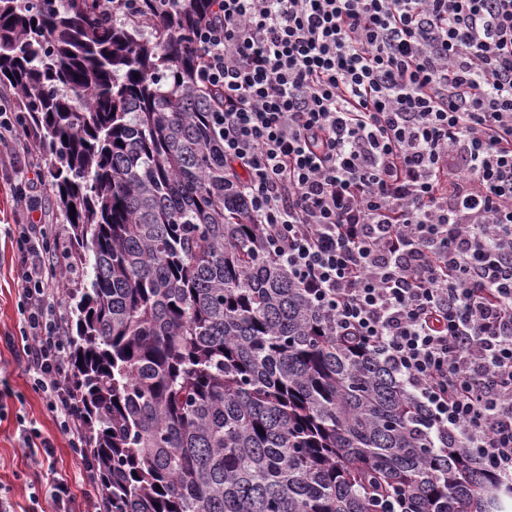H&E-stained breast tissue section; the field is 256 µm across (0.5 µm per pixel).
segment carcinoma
<instances>
[{
	"label": "carcinoma",
	"instance_id": "carcinoma-1",
	"mask_svg": "<svg viewBox=\"0 0 512 512\" xmlns=\"http://www.w3.org/2000/svg\"><path fill=\"white\" fill-rule=\"evenodd\" d=\"M212 2L0 0V86L50 158L63 270L90 268L67 341L107 507L505 512L268 255L198 79Z\"/></svg>",
	"mask_w": 512,
	"mask_h": 512
}]
</instances>
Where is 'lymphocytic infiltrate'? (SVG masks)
Instances as JSON below:
<instances>
[{
  "mask_svg": "<svg viewBox=\"0 0 512 512\" xmlns=\"http://www.w3.org/2000/svg\"><path fill=\"white\" fill-rule=\"evenodd\" d=\"M213 126L270 256L512 483V0H215ZM26 369L82 454L44 158L0 101Z\"/></svg>",
  "mask_w": 512,
  "mask_h": 512,
  "instance_id": "1",
  "label": "lymphocytic infiltrate"
}]
</instances>
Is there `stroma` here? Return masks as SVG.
I'll list each match as a JSON object with an SVG mask.
<instances>
[{
    "label": "stroma",
    "instance_id": "1",
    "mask_svg": "<svg viewBox=\"0 0 512 512\" xmlns=\"http://www.w3.org/2000/svg\"><path fill=\"white\" fill-rule=\"evenodd\" d=\"M15 207L13 186L0 177V385L10 390L0 398V495L11 499L15 512H62L52 497L53 479L67 482L79 508L89 499H103L104 494L98 484L84 479L79 457L25 372L19 343L22 317L14 273L16 249L9 234ZM27 428L52 440L51 458L33 463L22 441Z\"/></svg>",
    "mask_w": 512,
    "mask_h": 512
}]
</instances>
